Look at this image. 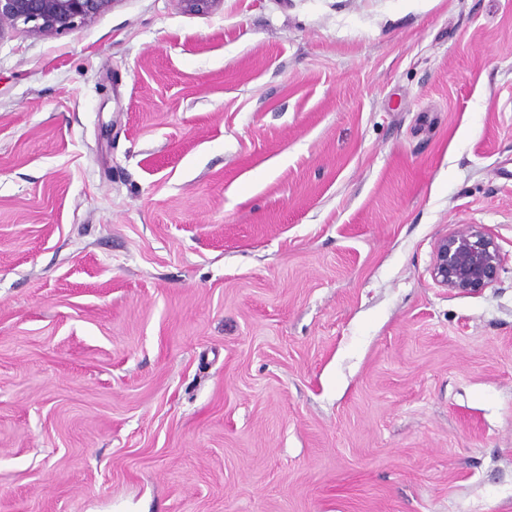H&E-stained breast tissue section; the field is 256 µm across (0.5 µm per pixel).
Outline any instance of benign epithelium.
<instances>
[{
  "label": "benign epithelium",
  "mask_w": 512,
  "mask_h": 512,
  "mask_svg": "<svg viewBox=\"0 0 512 512\" xmlns=\"http://www.w3.org/2000/svg\"><path fill=\"white\" fill-rule=\"evenodd\" d=\"M112 0H0V33L18 24L50 38L107 10ZM502 266L500 247L480 224H460L434 248L430 275L450 292L477 294L492 287Z\"/></svg>",
  "instance_id": "7a95c632"
}]
</instances>
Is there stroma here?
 Returning a JSON list of instances; mask_svg holds the SVG:
<instances>
[{
  "label": "stroma",
  "instance_id": "35a3bbf8",
  "mask_svg": "<svg viewBox=\"0 0 512 512\" xmlns=\"http://www.w3.org/2000/svg\"><path fill=\"white\" fill-rule=\"evenodd\" d=\"M0 512H512V0L1 32ZM502 266L500 247L479 224H460L434 248L430 275L449 292L477 294L492 287Z\"/></svg>",
  "mask_w": 512,
  "mask_h": 512
}]
</instances>
